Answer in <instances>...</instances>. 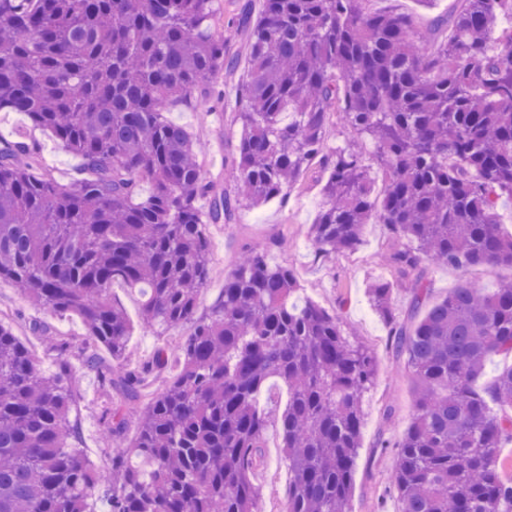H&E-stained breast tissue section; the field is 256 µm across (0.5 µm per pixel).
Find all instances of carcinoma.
Masks as SVG:
<instances>
[{
    "label": "carcinoma",
    "instance_id": "obj_1",
    "mask_svg": "<svg viewBox=\"0 0 512 512\" xmlns=\"http://www.w3.org/2000/svg\"><path fill=\"white\" fill-rule=\"evenodd\" d=\"M362 2L262 0L255 20L241 5L242 131L228 162L233 189L219 191L202 173L200 142L165 117L235 71L213 31L217 0H0V111L24 113L83 164L62 186L35 144L0 137V280L79 318L84 368L119 397L101 414L112 457L97 471L70 419L78 375L64 361L41 374L0 320V512H259L258 396L272 377L288 386L283 512H348L372 352L339 312L299 300L292 270L263 251H246L197 314L209 225L288 196L316 162L327 172L309 228L317 253L356 249L372 220L415 243L389 254L395 281L366 287L415 393L404 433L380 443L397 449L400 512H512V476L497 463L512 415L490 411L512 408V365L476 386L491 356H512V282L434 301L422 276L426 261L512 268V236L499 231L500 201L512 197V32L503 52L488 45L512 0H459L430 37ZM338 121L375 141L382 192L358 152L324 151ZM114 284L143 296V328L186 327L183 341L129 365L131 325ZM396 286L412 289L417 322L394 313ZM172 362L176 372L153 387Z\"/></svg>",
    "mask_w": 512,
    "mask_h": 512
}]
</instances>
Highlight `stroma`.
<instances>
[{
	"label": "stroma",
	"mask_w": 512,
	"mask_h": 512,
	"mask_svg": "<svg viewBox=\"0 0 512 512\" xmlns=\"http://www.w3.org/2000/svg\"><path fill=\"white\" fill-rule=\"evenodd\" d=\"M456 0H366L365 8L375 13L395 11L410 15L420 35H428L433 17L452 12ZM218 98L209 100L207 107L176 103L169 105L166 116L183 126L197 139L206 142L203 158L204 175L217 183L223 182L229 157L241 133L237 118L240 110L236 81L219 82ZM21 134L39 145L44 169L58 182L66 184L79 176L81 162L68 152L52 135L32 128L20 112L0 111V136L9 138ZM320 166H312L292 189L287 200H272L263 207H241L233 224L214 225L209 229L211 271L206 288L198 297L199 313H206L219 298L224 286V273L251 248H262L274 265L291 267L299 284L301 298L315 302L325 310L341 311L343 327L352 336L373 350L376 356L374 381L366 394L365 416L361 429L353 475V492L349 512H398L397 499L389 486L395 469L393 452L380 448L384 439L401 436L411 421L415 397L408 377L395 373L398 363L389 342V330L372 310L365 283L370 277L392 279L391 269L381 262L392 242L384 225L368 224L358 249L330 255L317 254L309 237V227L319 214L323 202ZM423 275L430 284L433 299L466 283L489 293L500 282L512 276L505 266L484 264L466 270L448 266L424 264ZM111 294L122 305L133 325L128 344V358L137 364L149 359L161 346L176 347L183 339L181 329L148 330L140 324V294L125 285H114ZM0 319L9 321L15 335L29 348L41 371L54 374L57 357L48 351L39 336L29 329L31 320L38 319L53 326L59 335L70 340L64 358L73 369H80L83 357L84 329L80 320L51 314L31 305L10 280L0 281ZM288 401V387L282 381L270 379L260 395V405L269 416L267 428V466L257 481L274 488V495L264 497L260 512H281L288 498V467L280 447L278 418ZM105 398L94 375H83L73 399L71 417L83 432L82 448L95 468H104L109 449L100 443V415Z\"/></svg>",
	"instance_id": "stroma-1"
}]
</instances>
